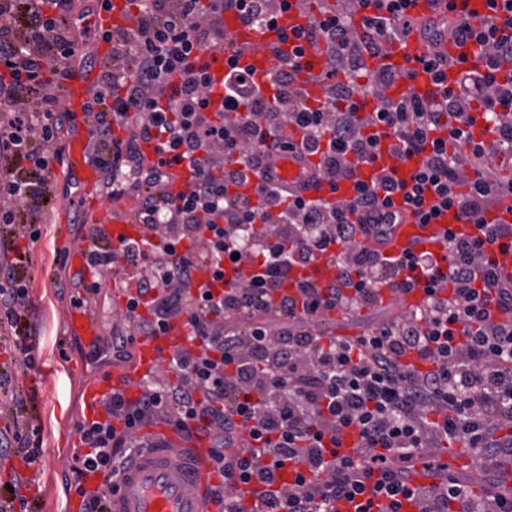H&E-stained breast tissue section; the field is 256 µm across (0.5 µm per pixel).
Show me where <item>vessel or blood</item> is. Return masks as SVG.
Segmentation results:
<instances>
[{
  "label": "vessel or blood",
  "instance_id": "obj_1",
  "mask_svg": "<svg viewBox=\"0 0 512 512\" xmlns=\"http://www.w3.org/2000/svg\"><path fill=\"white\" fill-rule=\"evenodd\" d=\"M488 14L486 0H455L454 8L448 16L455 22L478 24ZM95 22L107 29L127 26L125 0H111L110 10L99 12ZM224 41L239 50L241 63L254 65L264 72L271 71L276 60L274 50L279 45L274 33L245 26L233 12L228 11L224 14ZM476 52V47L468 43L458 46L445 40L437 45L430 44L422 39L419 30H412L404 40L393 43L389 62L405 71H417L418 76L414 79H400L391 89L392 96H423L430 90L427 76L418 71L419 58L443 57L446 72L453 75L461 67L460 57L471 59ZM326 71L325 55L318 48H307L299 79L310 97H320ZM92 85L93 80L86 69L77 67L72 70L67 88L74 112H81L90 97ZM286 135L289 145L279 150L273 163L272 176L279 186L300 190L306 199L332 195L343 199L351 196V182L347 179L339 181L333 188L325 182L317 186L310 185L308 179L317 168V158L302 149L301 132L291 128ZM141 151L146 164L165 165L170 193L186 190L190 173L184 165L170 163L168 155L153 141L142 144ZM67 163L81 184L98 181V169L88 158L84 136L74 137L69 142ZM134 206V200L127 195L116 196L108 204L97 205L90 218L92 240L105 236L117 243L124 237L139 236L140 228L133 222ZM394 211L397 219L383 237L377 238L370 234L361 236L360 241L366 248L392 259L401 258L408 250L445 254V232L459 226L453 213L444 212L431 223L424 224L414 209L405 206L403 202H396ZM423 297V291L418 288L399 292L384 286L377 292L376 304L381 308L397 305L410 312L421 305ZM64 325L67 334L79 336L90 351L95 350L106 335L99 315L83 297L70 306ZM186 344V332L180 327L172 328L162 336L135 338L131 344L130 358L115 363L111 377L103 379L95 373L87 374L86 386L90 398L99 399L110 391L124 394L128 398L134 397L140 383L159 366L164 357ZM212 471L209 448L203 435L192 433L186 446L180 448L175 445L172 434L165 429H158L144 447L136 449L132 467L115 472L108 478L114 486L111 512H222V504L212 496ZM456 475L453 469H427L417 464L405 469L401 479L407 486L414 488L440 485Z\"/></svg>",
  "mask_w": 512,
  "mask_h": 512
}]
</instances>
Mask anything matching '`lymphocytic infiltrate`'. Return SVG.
I'll use <instances>...</instances> for the list:
<instances>
[{
    "mask_svg": "<svg viewBox=\"0 0 512 512\" xmlns=\"http://www.w3.org/2000/svg\"><path fill=\"white\" fill-rule=\"evenodd\" d=\"M352 2L368 11L360 24L325 10L293 29L262 85L237 55L219 82L199 57L223 48L225 11L273 29L288 0H136L131 27L99 35L112 46V67L78 117L66 104V81L72 68L95 64L80 50L81 15L70 0H0V226L15 224L19 206L41 208L59 131L85 126L107 194L120 190L140 202V238L95 245L92 279L82 284L100 294L127 256L140 260L141 284L120 316L113 352L178 322L188 329L187 346L145 378L137 398L109 395L104 418L80 425L84 448L71 471L83 512H108L111 482L88 491L85 479L125 468L141 428L156 422L183 433L199 423L213 466L259 485L250 508L233 487L214 488L224 512H402L407 502L417 512H512V500L476 495L459 481L411 489L399 479L401 464L443 442L481 449L489 462L512 458V440L502 437L512 432V321L493 319L494 311H512V286L496 287L488 255L490 245L512 242V224L486 220L504 190L491 159L512 157V73H500L512 62V0H487L493 15L481 26L449 28L455 42L478 46L483 66L452 84L437 61L423 60L434 86L429 101L384 94L398 74L382 61L408 32L412 0ZM308 46L331 64L316 99L297 81ZM480 119L492 123L493 141L475 140ZM118 126L129 129L128 140L114 137ZM291 127L331 183L378 161L385 135L396 138L397 159L417 155L421 163L407 180L356 182L346 200L289 201L273 185L240 192L243 164L269 159ZM158 139L193 172L189 189L174 196L166 171L142 162L140 143ZM395 196L423 221L453 209L484 233L448 232L444 267L427 253L379 257L358 237L364 227L392 224L386 207ZM332 249L333 278L284 291L292 269ZM28 261L19 252L0 266V332L15 336L19 360L32 369ZM383 284L422 288L426 301L414 314L372 324L353 343L319 334L323 313L372 305ZM233 312L248 316L244 333L225 332ZM408 352L428 370L404 367ZM243 425L256 445L227 457ZM347 428L362 440L361 459L340 450Z\"/></svg>",
    "mask_w": 512,
    "mask_h": 512,
    "instance_id": "1",
    "label": "lymphocytic infiltrate"
}]
</instances>
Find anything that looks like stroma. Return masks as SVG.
Instances as JSON below:
<instances>
[{"label":"stroma","mask_w":512,"mask_h":512,"mask_svg":"<svg viewBox=\"0 0 512 512\" xmlns=\"http://www.w3.org/2000/svg\"><path fill=\"white\" fill-rule=\"evenodd\" d=\"M68 177L66 165H55L53 196L40 216L37 242L0 231V256L18 249L31 257L27 280L36 369L18 360L13 337L0 334V366L7 368L14 392L10 398L0 396V427L17 423L25 432L36 433L44 448L39 463L29 467L12 451L0 452V470L9 466L25 480L38 481L39 493L28 498L31 512H62L71 495V462L59 458L56 451L66 447L69 435L86 419L82 367L100 375L112 371L111 364L102 360L86 363L74 340L61 334L64 313L81 277L68 256L82 249L89 231L87 215L102 196L98 189L66 195Z\"/></svg>","instance_id":"stroma-1"}]
</instances>
